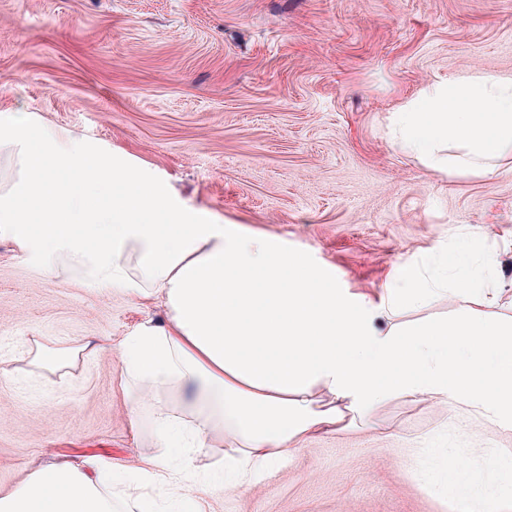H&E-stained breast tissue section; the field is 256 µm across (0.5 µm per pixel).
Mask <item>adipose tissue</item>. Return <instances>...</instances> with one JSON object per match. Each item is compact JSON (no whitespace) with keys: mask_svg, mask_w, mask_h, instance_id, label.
<instances>
[{"mask_svg":"<svg viewBox=\"0 0 512 512\" xmlns=\"http://www.w3.org/2000/svg\"><path fill=\"white\" fill-rule=\"evenodd\" d=\"M394 144L439 172L495 174L512 159V76L472 71L423 86L389 118ZM0 229L56 277L83 275L159 300L164 322L119 345L127 399L150 401L154 452L134 487L98 491L97 459L37 470L0 496V512H202L205 499L260 482L312 433L364 417L391 396L426 395L512 430V318L503 293L452 259L465 298L449 321L396 312L438 293L414 267L393 270L378 301H356L305 254L219 224L128 157L28 114L0 116ZM384 327H376V320ZM225 446L199 480L196 453Z\"/></svg>","mask_w":512,"mask_h":512,"instance_id":"obj_1","label":"adipose tissue"}]
</instances>
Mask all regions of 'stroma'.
<instances>
[{
    "mask_svg": "<svg viewBox=\"0 0 512 512\" xmlns=\"http://www.w3.org/2000/svg\"><path fill=\"white\" fill-rule=\"evenodd\" d=\"M512 74V0H0V114L98 140L162 173L224 224L306 252L355 298L399 261L447 273L494 258L512 317V163L433 171L401 153L390 112L426 84ZM158 301L55 279L0 232V356L35 345L75 363L0 382V495L89 457L123 472L153 445L117 346ZM512 433L427 397L380 405L352 430L300 442L275 474L204 512H461L439 485L456 456L489 512H512Z\"/></svg>",
    "mask_w": 512,
    "mask_h": 512,
    "instance_id": "1",
    "label": "stroma"
}]
</instances>
